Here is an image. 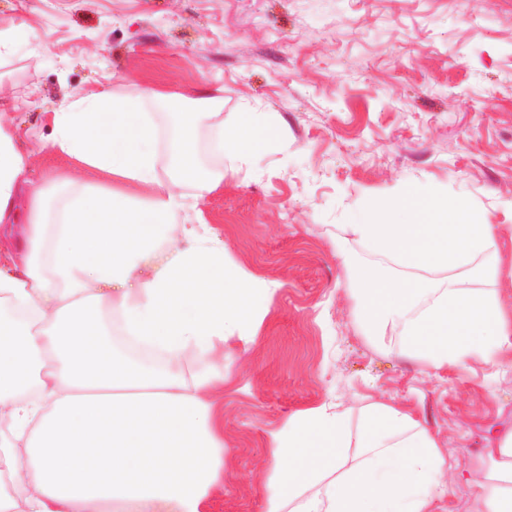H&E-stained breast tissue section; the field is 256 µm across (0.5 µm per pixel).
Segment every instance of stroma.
I'll use <instances>...</instances> for the list:
<instances>
[{
  "instance_id": "1",
  "label": "stroma",
  "mask_w": 512,
  "mask_h": 512,
  "mask_svg": "<svg viewBox=\"0 0 512 512\" xmlns=\"http://www.w3.org/2000/svg\"><path fill=\"white\" fill-rule=\"evenodd\" d=\"M0 28L17 33L0 82L26 95L11 118L28 146L109 74L130 96L205 87L225 128L248 112L269 140L225 159L201 206L235 262L277 287L255 341L224 345L209 512H262L271 432L329 400L407 406L442 447L440 512H482L458 475L512 429V380L478 362L437 378L397 335L369 343L334 243L407 182L512 225V0H0Z\"/></svg>"
}]
</instances>
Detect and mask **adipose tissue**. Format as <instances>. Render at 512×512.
I'll list each match as a JSON object with an SVG mask.
<instances>
[{
	"mask_svg": "<svg viewBox=\"0 0 512 512\" xmlns=\"http://www.w3.org/2000/svg\"><path fill=\"white\" fill-rule=\"evenodd\" d=\"M17 99L0 84V225H24L0 267V422L13 435L0 476L28 495L0 493V512H209L224 473L212 355L254 341L275 287L230 259L198 204L223 185L225 157L263 148L256 123L216 124L203 149L196 128L222 114V96L103 87L60 102L32 151L7 119ZM40 151L65 170L33 180ZM349 230L380 258L363 267L346 239L334 244L363 335L397 331L437 374L477 358L512 370L501 227L468 197L410 183ZM271 444L264 512H434L447 492L437 438L400 403L354 415L330 401L293 414ZM466 484L483 512H512V430Z\"/></svg>",
	"mask_w": 512,
	"mask_h": 512,
	"instance_id": "ef3b65f1",
	"label": "adipose tissue"
}]
</instances>
